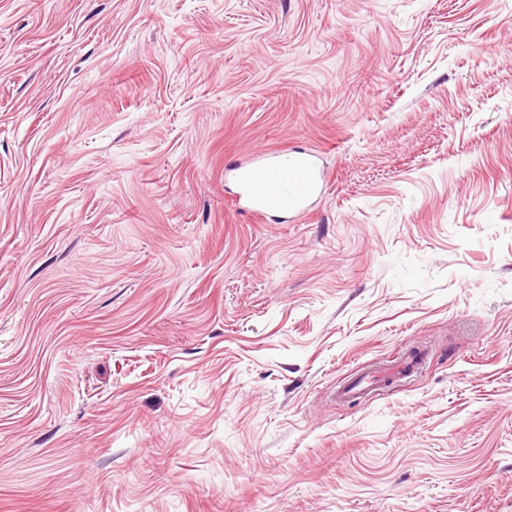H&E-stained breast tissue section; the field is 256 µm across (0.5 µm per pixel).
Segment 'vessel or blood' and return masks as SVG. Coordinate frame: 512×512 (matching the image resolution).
Instances as JSON below:
<instances>
[{
    "mask_svg": "<svg viewBox=\"0 0 512 512\" xmlns=\"http://www.w3.org/2000/svg\"><path fill=\"white\" fill-rule=\"evenodd\" d=\"M235 177L240 211L258 222L272 212L306 213L325 183L316 152L305 150L285 160L269 151L254 153L249 165L237 167ZM427 359L424 351L408 348L391 360L362 365L338 384L336 399H368L391 386L405 385L423 370Z\"/></svg>",
    "mask_w": 512,
    "mask_h": 512,
    "instance_id": "1",
    "label": "vessel or blood"
}]
</instances>
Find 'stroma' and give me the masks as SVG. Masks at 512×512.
<instances>
[{
  "label": "stroma",
  "instance_id": "1",
  "mask_svg": "<svg viewBox=\"0 0 512 512\" xmlns=\"http://www.w3.org/2000/svg\"><path fill=\"white\" fill-rule=\"evenodd\" d=\"M0 512H512V0H0ZM317 157L315 151L305 150L288 160L270 151L254 153L249 165L232 169L239 186V210L256 222L271 212L306 213L325 186ZM427 359L424 351L407 348L392 360L364 364L338 384L336 401L370 399L387 388L403 386L423 370Z\"/></svg>",
  "mask_w": 512,
  "mask_h": 512
}]
</instances>
